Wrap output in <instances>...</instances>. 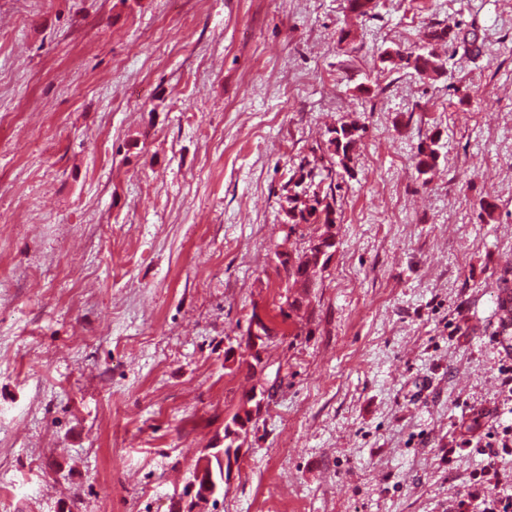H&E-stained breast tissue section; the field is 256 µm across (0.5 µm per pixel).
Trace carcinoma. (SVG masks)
Masks as SVG:
<instances>
[{
    "instance_id": "1",
    "label": "carcinoma",
    "mask_w": 512,
    "mask_h": 512,
    "mask_svg": "<svg viewBox=\"0 0 512 512\" xmlns=\"http://www.w3.org/2000/svg\"><path fill=\"white\" fill-rule=\"evenodd\" d=\"M461 31L456 24H446L441 27L432 26L425 30L423 39L426 43L432 42H466L460 37ZM403 62L416 72L427 74L439 72L443 69V62L432 52L423 48L402 56L400 53L385 52L381 62L385 66H396ZM362 128L355 124L342 123L328 130L325 148L319 158L306 162L300 167L298 178H290L286 202V217L288 219V233L295 232L301 224L315 227L314 235L308 239L307 247L300 253L291 255L292 263L285 264L280 253H275L278 264L285 268L288 279L295 284L308 287L316 273L317 264L310 262L308 253L313 245L321 243L330 237L336 236V210L334 208L333 190L336 189V175L338 171L350 172V152L360 138ZM438 152L436 142L430 141L426 147L419 151L417 171L421 175L427 174L436 164Z\"/></svg>"
}]
</instances>
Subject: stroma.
<instances>
[{
	"label": "stroma",
	"mask_w": 512,
	"mask_h": 512,
	"mask_svg": "<svg viewBox=\"0 0 512 512\" xmlns=\"http://www.w3.org/2000/svg\"><path fill=\"white\" fill-rule=\"evenodd\" d=\"M449 23L476 43L443 75L383 69ZM343 120L334 256L250 368L274 251L307 245L283 187ZM504 278L512 0H0V512H177L253 391L199 512H448L482 457L444 452L501 406ZM243 438V435L238 433L236 436L238 448H231L228 444L226 448H231L230 460L224 456V448H210L212 452L206 453L199 458V461L194 467L193 471V486L196 489V501L205 502L217 493L224 491V485L230 481L231 476L235 469L238 468L242 457V444L238 443ZM214 456H218L222 470L219 472L217 467H214Z\"/></svg>",
	"instance_id": "stroma-1"
}]
</instances>
